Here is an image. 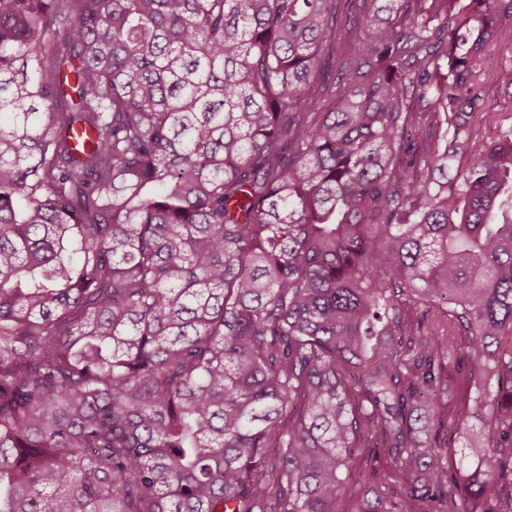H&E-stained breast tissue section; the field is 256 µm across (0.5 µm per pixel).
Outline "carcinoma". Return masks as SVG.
Wrapping results in <instances>:
<instances>
[{
    "instance_id": "carcinoma-1",
    "label": "carcinoma",
    "mask_w": 512,
    "mask_h": 512,
    "mask_svg": "<svg viewBox=\"0 0 512 512\" xmlns=\"http://www.w3.org/2000/svg\"><path fill=\"white\" fill-rule=\"evenodd\" d=\"M512 0H0V512H512ZM499 61L502 70L507 76L502 81L492 82L485 86L484 95L486 99V111L490 123L502 120L504 124H510L512 119V98L505 93V83L512 77V50L501 48L498 51ZM372 471L376 472V476H373L372 481L376 483V485L382 486V490H384L387 494L391 495L392 492H399V485L397 482L391 478V474L393 468L386 461H377L375 463H357L354 466L353 473L356 475V480H358V473L363 472L361 474L362 478H367Z\"/></svg>"
}]
</instances>
